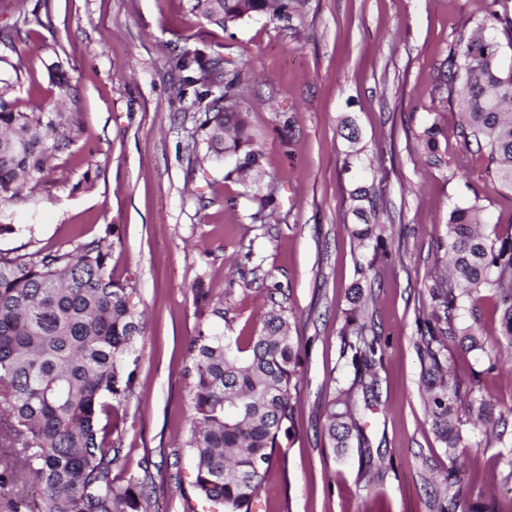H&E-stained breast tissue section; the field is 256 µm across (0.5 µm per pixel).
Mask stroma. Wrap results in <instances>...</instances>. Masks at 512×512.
<instances>
[{
    "label": "stroma",
    "instance_id": "1",
    "mask_svg": "<svg viewBox=\"0 0 512 512\" xmlns=\"http://www.w3.org/2000/svg\"><path fill=\"white\" fill-rule=\"evenodd\" d=\"M512 0H309L304 23L282 27L262 15L225 33L188 12L187 0H0V79L29 111L51 108L48 67L61 63L82 102L81 132L24 199L0 205V252L36 256L109 248L108 271L134 289L144 313L136 389L101 422L119 437L120 477L148 464L153 512H206L194 491L188 446L192 341L209 329L247 347L267 308L258 280L279 285L277 301L298 337L294 414L279 435L255 512H437L433 479L450 466L425 411L418 319L444 263L448 211L477 206L487 236L512 233V192L494 187L486 161L465 147L458 103L434 88L460 35ZM247 66L250 132L263 152L254 177L277 204H256L228 177L229 163L190 155L195 107L171 92L168 53L176 46ZM352 118L359 142L340 135ZM442 131L441 166L427 165L425 126ZM383 189L380 221L389 260L378 263L370 313L381 335L380 403L362 421L370 447L335 454L324 409L354 372L341 357L348 293L372 256L351 234L350 194ZM457 328L501 338L495 300L482 294ZM463 396L512 408V374L448 342ZM471 448L458 512L495 492L512 505V441L464 425Z\"/></svg>",
    "mask_w": 512,
    "mask_h": 512
}]
</instances>
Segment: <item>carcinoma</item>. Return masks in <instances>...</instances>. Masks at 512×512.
Returning a JSON list of instances; mask_svg holds the SVG:
<instances>
[{
    "instance_id": "obj_1",
    "label": "carcinoma",
    "mask_w": 512,
    "mask_h": 512,
    "mask_svg": "<svg viewBox=\"0 0 512 512\" xmlns=\"http://www.w3.org/2000/svg\"><path fill=\"white\" fill-rule=\"evenodd\" d=\"M308 0H188L189 12L228 31L265 14L287 28L303 22ZM502 29L512 45V17L491 14L489 23L460 39L442 63L439 93L451 99L456 85L464 88V139L487 150V173L512 191V70L501 64L502 45L494 30ZM176 75L174 93L197 103L192 149L206 146L208 156L234 159L229 174L243 181L257 171L262 153L247 131L242 90L247 71L236 61L206 57L183 46L169 59ZM224 69V101L211 95L205 76ZM58 90L52 111L18 109L0 86V204L19 200L24 189L41 182L48 164L78 137L81 102L58 64L48 68ZM439 127L424 128L421 142L429 162L437 155ZM244 196L258 203L253 218L275 208L274 192L257 197L249 185ZM380 193L374 186L354 189L353 212L361 223L352 234L362 247L373 248L367 271L388 256L386 228L375 222ZM448 278L429 291L431 311L421 320L418 349L426 413L437 440L451 459L470 450L464 443L463 418L484 429L507 425L508 412H494L482 397L464 402L451 382L448 339L454 320L473 295L488 291L496 299L501 336L506 347L486 350L483 336L470 329L459 338L466 352L486 354L492 367L512 366V234L493 239L479 230L476 208L456 204L448 217ZM108 250L99 241L78 251H49L36 261L0 252V414L9 417L0 432V488L28 478L36 495L7 501L4 512H150L149 468L120 484L122 449L108 440L100 416L108 401L128 399L136 385L138 337L143 325L130 298L133 289L107 274ZM271 308L262 327L241 357L224 337L199 332L193 340L196 371L191 378L193 408L189 446L194 453L197 496L209 512H250L263 488L280 433L292 419L290 387L299 366V342L278 307V287L264 286ZM372 294L356 286L346 317L347 340L342 358L362 384L363 403L353 388H337L327 405L325 431L339 452L356 441L368 444L359 423L361 407L378 403L375 367L382 343L366 316ZM464 477L452 469L433 488L440 512H457Z\"/></svg>"
}]
</instances>
